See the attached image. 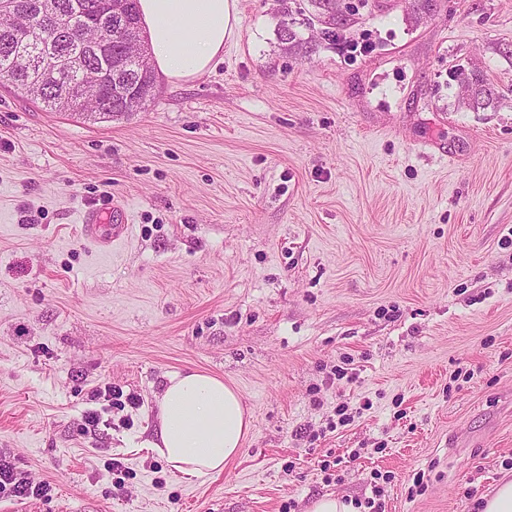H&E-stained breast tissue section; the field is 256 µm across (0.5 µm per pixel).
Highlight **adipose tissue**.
Listing matches in <instances>:
<instances>
[{
    "label": "adipose tissue",
    "mask_w": 512,
    "mask_h": 512,
    "mask_svg": "<svg viewBox=\"0 0 512 512\" xmlns=\"http://www.w3.org/2000/svg\"><path fill=\"white\" fill-rule=\"evenodd\" d=\"M138 6L151 63L170 82L210 71L241 22L237 0H139ZM155 405V438L148 446L186 477L222 472L252 430L237 388L209 373L168 374Z\"/></svg>",
    "instance_id": "1"
}]
</instances>
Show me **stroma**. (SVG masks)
<instances>
[{"label":"stroma","instance_id":"35a3bbf8","mask_svg":"<svg viewBox=\"0 0 512 512\" xmlns=\"http://www.w3.org/2000/svg\"><path fill=\"white\" fill-rule=\"evenodd\" d=\"M238 5L223 61L131 119L0 86V453L51 485L0 512H476L512 473V0ZM113 197L103 250L81 215ZM187 368L253 418L196 479L145 446ZM81 222L85 235L103 248L124 241L131 231L126 205L118 199L102 204L101 207H88ZM112 386L110 384H104V386H99L93 394L92 401H100L108 402L103 403L100 410H89L86 411L83 419L85 423V427L87 430L96 431L100 424H103L105 427L111 426L112 417H108L106 420H103V414H108L111 412L112 408Z\"/></svg>","mask_w":512,"mask_h":512}]
</instances>
